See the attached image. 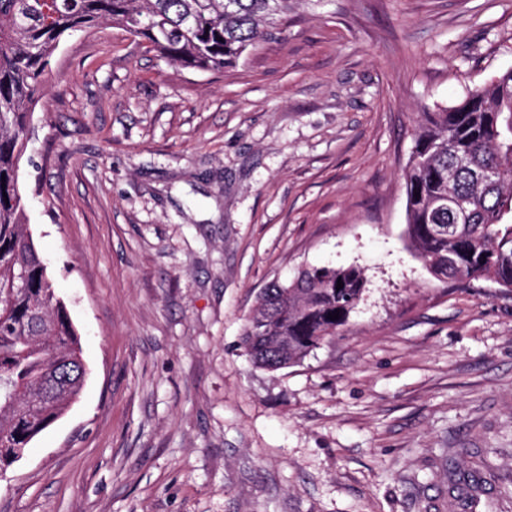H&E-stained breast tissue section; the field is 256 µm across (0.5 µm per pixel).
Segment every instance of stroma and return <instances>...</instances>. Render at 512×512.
<instances>
[{"mask_svg": "<svg viewBox=\"0 0 512 512\" xmlns=\"http://www.w3.org/2000/svg\"><path fill=\"white\" fill-rule=\"evenodd\" d=\"M510 68L512 0H296L206 73L64 36L19 183L88 375L0 512H503L512 288L430 273L403 170L420 113ZM312 266L361 267L359 303L253 366L257 295Z\"/></svg>", "mask_w": 512, "mask_h": 512, "instance_id": "35a3bbf8", "label": "stroma"}]
</instances>
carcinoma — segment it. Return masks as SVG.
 I'll return each mask as SVG.
<instances>
[{"instance_id":"obj_1","label":"carcinoma","mask_w":512,"mask_h":512,"mask_svg":"<svg viewBox=\"0 0 512 512\" xmlns=\"http://www.w3.org/2000/svg\"><path fill=\"white\" fill-rule=\"evenodd\" d=\"M286 12L288 0H0L1 470L65 414L87 375L18 185L32 106L61 38L110 21L170 64L208 72L236 65ZM491 170L498 177L482 181ZM404 180L407 234L436 278L512 286V69L450 109L423 113ZM363 288L354 266L275 282L257 296L241 345L258 368L295 366L346 322Z\"/></svg>"}]
</instances>
